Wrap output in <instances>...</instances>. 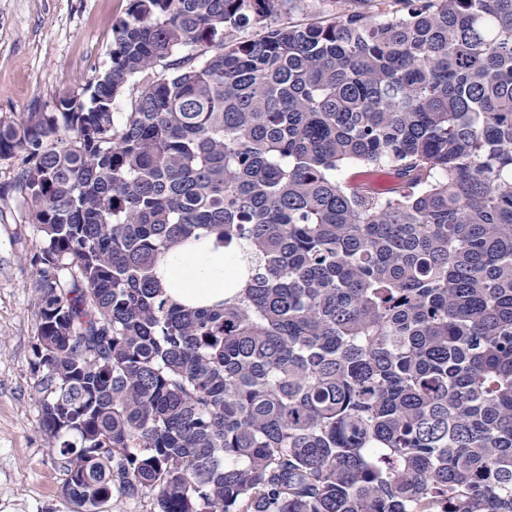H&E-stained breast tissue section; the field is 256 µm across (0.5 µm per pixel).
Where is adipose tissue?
<instances>
[{
    "mask_svg": "<svg viewBox=\"0 0 512 512\" xmlns=\"http://www.w3.org/2000/svg\"><path fill=\"white\" fill-rule=\"evenodd\" d=\"M155 273L173 302L211 307L233 295L232 283L243 278L245 263L239 247L224 246L212 234L188 240L166 253Z\"/></svg>",
    "mask_w": 512,
    "mask_h": 512,
    "instance_id": "obj_1",
    "label": "adipose tissue"
}]
</instances>
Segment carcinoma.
Segmentation results:
<instances>
[{"instance_id":"cac0c4a2","label":"carcinoma","mask_w":512,"mask_h":512,"mask_svg":"<svg viewBox=\"0 0 512 512\" xmlns=\"http://www.w3.org/2000/svg\"><path fill=\"white\" fill-rule=\"evenodd\" d=\"M395 2L130 0L81 93L0 121L72 512H512V0ZM202 233L247 280L185 308L154 267ZM336 0H294L279 17V23L305 24L333 18Z\"/></svg>"}]
</instances>
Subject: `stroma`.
Segmentation results:
<instances>
[{
	"mask_svg": "<svg viewBox=\"0 0 512 512\" xmlns=\"http://www.w3.org/2000/svg\"><path fill=\"white\" fill-rule=\"evenodd\" d=\"M129 0H0V120L52 108L107 66ZM17 160L0 161V512H71L66 476L40 425L31 370L36 334L29 256L40 236L11 186Z\"/></svg>",
	"mask_w": 512,
	"mask_h": 512,
	"instance_id": "obj_1",
	"label": "stroma"
}]
</instances>
